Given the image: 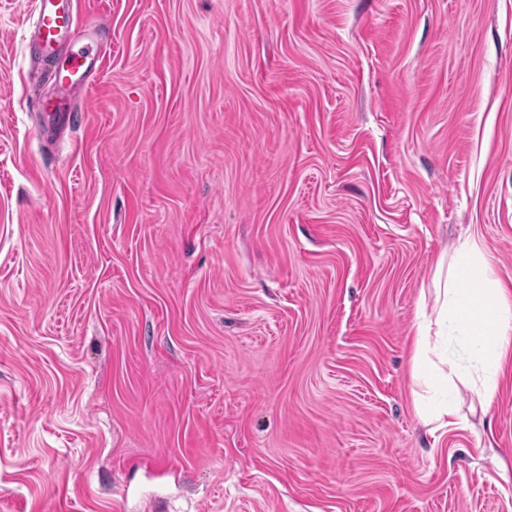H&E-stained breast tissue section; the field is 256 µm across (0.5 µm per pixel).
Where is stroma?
I'll use <instances>...</instances> for the list:
<instances>
[{
    "mask_svg": "<svg viewBox=\"0 0 512 512\" xmlns=\"http://www.w3.org/2000/svg\"><path fill=\"white\" fill-rule=\"evenodd\" d=\"M0 0V512H512V363L433 435L420 293L512 280V0ZM83 52L72 116L42 106ZM71 0H40L32 43L39 52H49L66 38L74 26Z\"/></svg>",
    "mask_w": 512,
    "mask_h": 512,
    "instance_id": "1",
    "label": "stroma"
}]
</instances>
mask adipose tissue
Segmentation results:
<instances>
[{
  "label": "adipose tissue",
  "mask_w": 512,
  "mask_h": 512,
  "mask_svg": "<svg viewBox=\"0 0 512 512\" xmlns=\"http://www.w3.org/2000/svg\"><path fill=\"white\" fill-rule=\"evenodd\" d=\"M431 315L416 321L413 378L418 413L435 430L456 426L463 400L488 404L512 351V284L491 272L479 242L458 240L434 276Z\"/></svg>",
  "instance_id": "ef3b65f1"
}]
</instances>
